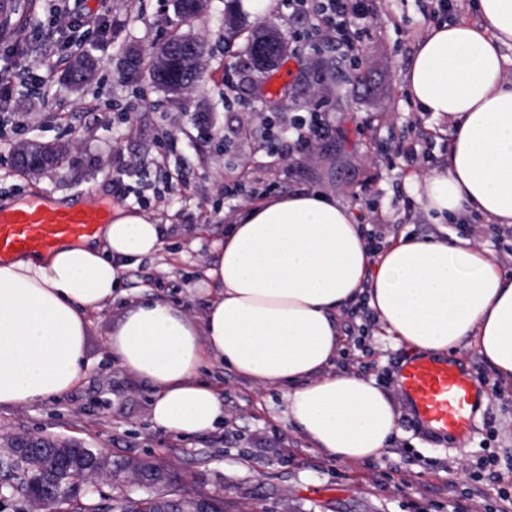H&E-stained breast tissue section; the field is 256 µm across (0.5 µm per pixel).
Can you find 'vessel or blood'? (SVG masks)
I'll return each mask as SVG.
<instances>
[{"label":"vessel or blood","instance_id":"1","mask_svg":"<svg viewBox=\"0 0 512 512\" xmlns=\"http://www.w3.org/2000/svg\"><path fill=\"white\" fill-rule=\"evenodd\" d=\"M108 221V211L93 201L57 206L36 196L17 206H0V262L92 239ZM396 384L412 420L431 434L462 440L473 433L484 382L461 362L408 357L397 368Z\"/></svg>","mask_w":512,"mask_h":512}]
</instances>
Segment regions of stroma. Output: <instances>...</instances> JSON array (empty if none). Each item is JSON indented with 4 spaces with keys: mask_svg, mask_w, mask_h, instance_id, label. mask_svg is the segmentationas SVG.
<instances>
[{
    "mask_svg": "<svg viewBox=\"0 0 512 512\" xmlns=\"http://www.w3.org/2000/svg\"><path fill=\"white\" fill-rule=\"evenodd\" d=\"M379 26L360 68L327 50L312 68L305 46L278 63L289 83L268 98L271 74L241 73L243 38L224 30L228 0H205L192 20H183L174 0H137L126 6L112 0L107 37L80 36V46L60 39L51 24L55 0H33L28 11H8L0 27V53L16 52L24 64L50 73L54 96L70 105L57 116L38 98L19 91L0 101V120L13 145L28 141L70 147L62 171L26 172L11 159L0 162V204L23 202L35 191L95 199L115 208H141L163 229L159 254L129 270L111 303L90 317L84 374L69 392L23 408H0V436H50L80 440L108 456L148 457L175 467L184 492L223 494L250 512H448L465 502L480 473L482 458L498 459V482L487 484L482 512H496L498 492L512 491V389L499 384L475 349L456 352L485 379L480 430L462 446L429 438L407 412L385 452L372 462L348 463L314 448L287 424L284 400L271 385L257 384L227 366L209 365L200 378L224 402L217 429L181 437L157 428L150 415L152 390L143 380L106 358L107 335L131 302L162 298L202 318L214 284L205 270L217 257L230 217L254 199L297 189L321 192L346 205L354 221L369 217L368 206L389 210L396 198L407 201L400 223L386 229V243L401 235L468 237L457 224L434 225L418 200L423 172L402 170L395 154L400 141L414 136L409 125L420 120L433 142L432 164L448 153L445 122L415 116L407 107L402 73L418 37L430 24L419 0H379ZM27 38L15 42L13 30ZM178 31L204 46L205 73L171 102L142 72L137 85L118 78L119 63L130 47L149 50ZM93 55L100 66L92 84L74 92L62 78V59L75 50ZM331 99L337 131L320 156L286 170L267 149L268 122L287 120L309 110L318 94ZM110 112L101 122L98 109ZM342 332L339 363L357 370L359 357L372 362L377 385L397 394L394 362L408 346L372 326L361 354L353 335L358 321L338 316Z\"/></svg>",
    "mask_w": 512,
    "mask_h": 512,
    "instance_id": "obj_1",
    "label": "stroma"
}]
</instances>
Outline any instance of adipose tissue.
Wrapping results in <instances>:
<instances>
[{"instance_id": "1", "label": "adipose tissue", "mask_w": 512, "mask_h": 512, "mask_svg": "<svg viewBox=\"0 0 512 512\" xmlns=\"http://www.w3.org/2000/svg\"><path fill=\"white\" fill-rule=\"evenodd\" d=\"M482 24L431 27L403 72L420 111L450 121L444 165L424 179L428 214L476 213L512 226V81L501 46L512 42V0H478ZM159 225L116 210L110 224L52 253L0 265V408L67 393L80 381L89 313L100 311L124 275L162 249ZM217 292L202 320L161 300L118 319L107 349L150 383L153 423L178 436L215 429L218 393L202 367H231L281 390L287 420L346 462L380 456L397 429L388 392L338 368V315L365 297L387 335L424 354L474 348L512 385V278L470 240L401 237L370 258L345 205L292 191L245 205L206 269Z\"/></svg>"}]
</instances>
